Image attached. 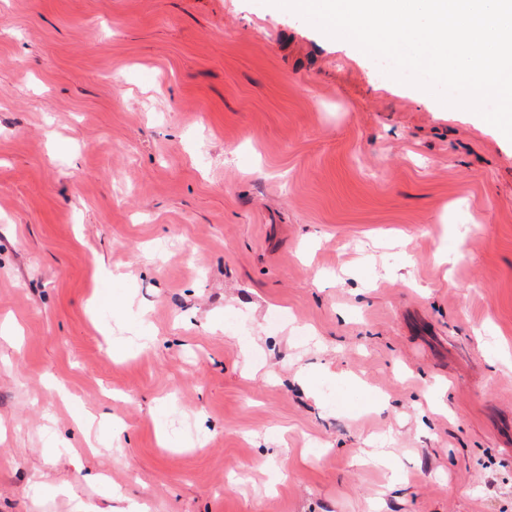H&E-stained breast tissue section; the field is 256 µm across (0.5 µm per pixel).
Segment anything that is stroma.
Here are the masks:
<instances>
[{
    "label": "stroma",
    "mask_w": 512,
    "mask_h": 512,
    "mask_svg": "<svg viewBox=\"0 0 512 512\" xmlns=\"http://www.w3.org/2000/svg\"><path fill=\"white\" fill-rule=\"evenodd\" d=\"M113 490L512 512V141L262 0H0V512Z\"/></svg>",
    "instance_id": "35a3bbf8"
}]
</instances>
